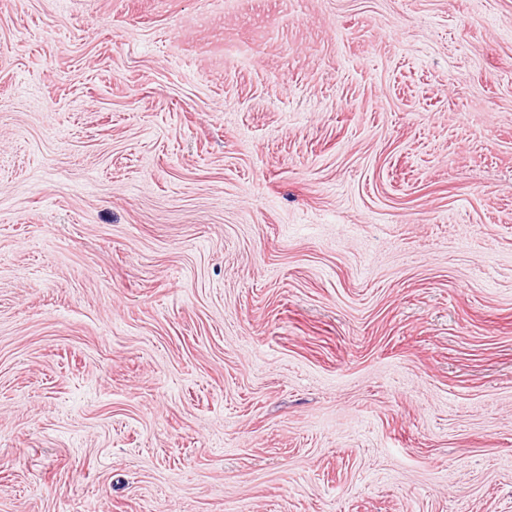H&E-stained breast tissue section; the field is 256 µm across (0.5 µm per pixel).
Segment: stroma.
<instances>
[{
	"label": "stroma",
	"instance_id": "stroma-1",
	"mask_svg": "<svg viewBox=\"0 0 512 512\" xmlns=\"http://www.w3.org/2000/svg\"><path fill=\"white\" fill-rule=\"evenodd\" d=\"M0 512H512V0H0Z\"/></svg>",
	"mask_w": 512,
	"mask_h": 512
}]
</instances>
